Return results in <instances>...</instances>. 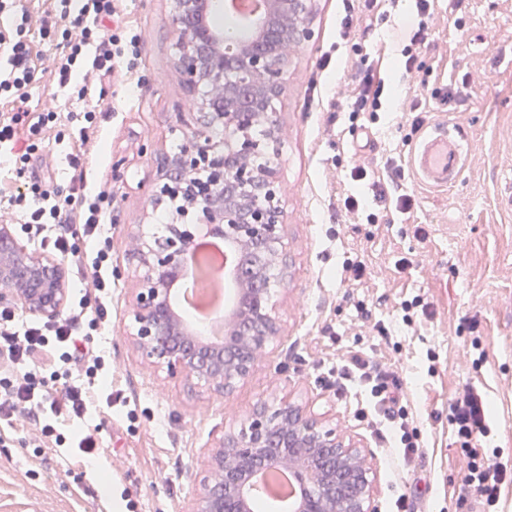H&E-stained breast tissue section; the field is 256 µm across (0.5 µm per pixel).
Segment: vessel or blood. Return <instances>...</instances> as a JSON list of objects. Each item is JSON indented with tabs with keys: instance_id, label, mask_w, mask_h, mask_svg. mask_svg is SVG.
Masks as SVG:
<instances>
[{
	"instance_id": "vessel-or-blood-1",
	"label": "vessel or blood",
	"mask_w": 512,
	"mask_h": 512,
	"mask_svg": "<svg viewBox=\"0 0 512 512\" xmlns=\"http://www.w3.org/2000/svg\"><path fill=\"white\" fill-rule=\"evenodd\" d=\"M468 141L457 128L430 126L410 154V166L417 179L434 187L454 186L463 170Z\"/></svg>"
}]
</instances>
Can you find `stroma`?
<instances>
[{
    "mask_svg": "<svg viewBox=\"0 0 512 512\" xmlns=\"http://www.w3.org/2000/svg\"><path fill=\"white\" fill-rule=\"evenodd\" d=\"M123 8L141 35L139 59L124 78H90L81 101L68 99L55 82L52 60L60 47L30 27L27 37L41 58L29 106L102 111L85 169L90 188L112 195L99 242L112 253V327L93 342L112 364L113 391L134 399L136 414L127 418L118 405L111 414H91L104 453L89 466L63 460L40 442L32 420L0 425V512H182L214 440L240 429L258 403L284 398L326 415L337 433L374 453L379 512H391L402 495L414 512H478L475 498L458 501L466 457L452 434L449 405L464 385L483 391L493 449L512 462V209L500 204L512 187V0H465L459 9L435 0L431 46L410 73L400 60L416 22L414 0H357L355 40L388 77L374 122L365 114L353 122L332 109L354 99L363 63L338 38L343 0H320L315 38L298 51L278 106L288 266L272 293L281 339L219 400L143 365L128 339L138 286L130 238L141 225L159 231L167 222L150 195L160 155L187 143L177 115L188 106L172 62L168 0H124ZM454 86L469 95L450 110L438 94ZM402 114L468 136L454 187L433 189L409 172L415 140L408 124L399 125ZM77 145V127L67 126L28 177L67 190ZM395 165L405 169L395 191L412 197L410 213L389 210L368 224L345 211L347 195H372L369 184L352 179V167L384 181ZM353 258L366 270L350 285L340 272ZM403 259L408 267H400ZM416 296L428 309L403 322L401 303ZM376 321L388 335L373 331ZM358 348L392 365L402 384L424 447L415 468L384 447L372 421L358 417L363 392L336 390L337 365Z\"/></svg>",
    "mask_w": 512,
    "mask_h": 512,
    "instance_id": "1",
    "label": "stroma"
}]
</instances>
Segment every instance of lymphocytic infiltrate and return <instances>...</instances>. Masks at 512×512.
<instances>
[{"label":"lymphocytic infiltrate","mask_w":512,"mask_h":512,"mask_svg":"<svg viewBox=\"0 0 512 512\" xmlns=\"http://www.w3.org/2000/svg\"><path fill=\"white\" fill-rule=\"evenodd\" d=\"M14 3L0 0V14L12 17L15 31L10 40L0 35V51L7 58L6 67L0 68V104L10 107L0 115V147L14 146L9 162L22 175L43 150L47 129L76 122L81 144L71 162L81 166L90 135L98 128L97 112L63 114L52 107L29 110V89L36 79L34 51L25 35L31 15L15 9ZM56 12V21L42 25L41 31L44 39L62 44V53L54 59V76L58 86L70 89L77 99L87 96L90 76L112 77L122 56L138 58V36L129 34L123 25H105L117 15L118 0H58ZM107 200L105 192H87L83 178L78 177L63 197L41 180L27 181L23 190L10 195L8 203L17 207L21 224L33 238L50 244L61 257L74 258L83 244L101 239L108 219ZM111 267L109 251L96 250L87 262L86 289L69 313L55 322L22 325L14 315L0 313V361L6 365V374L0 378V420H11L17 409L27 410L37 418L42 436L61 448L64 457L85 462L95 461L102 453L99 428L86 421L89 404L99 399L108 411L116 401L107 360L90 344L91 334L111 322ZM338 376L367 393V414L384 421V439L403 463H410L421 443L409 421L399 380L374 367L361 350L349 352ZM449 410L454 436L467 457L464 488L480 499L486 512H494L502 487L512 482V466L483 447L492 433L485 396L466 387ZM61 418L80 423V430L68 437L59 434L55 424Z\"/></svg>","instance_id":"1"}]
</instances>
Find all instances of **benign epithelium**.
Wrapping results in <instances>:
<instances>
[{"label": "benign epithelium", "instance_id": "benign-epithelium-1", "mask_svg": "<svg viewBox=\"0 0 512 512\" xmlns=\"http://www.w3.org/2000/svg\"><path fill=\"white\" fill-rule=\"evenodd\" d=\"M169 2L174 66L190 105L178 113L188 144L167 156L152 195L154 210L171 203V221L159 234L131 238L141 274L129 338L149 367L222 398L280 339L271 303L286 254L273 153L282 136L276 104L297 52L314 37L318 0H262L255 16L237 13L235 0ZM224 11L238 19L232 35L211 22ZM215 236L224 238V271L234 292L217 344L189 330L173 307L192 247ZM0 241L9 243L0 250V306L17 305L47 321L60 317L65 264L30 248L11 224H0ZM202 466L184 512H253L254 479L280 469L297 479L290 512H378L373 452L289 400L260 407L247 425L218 438Z\"/></svg>", "mask_w": 512, "mask_h": 512}]
</instances>
